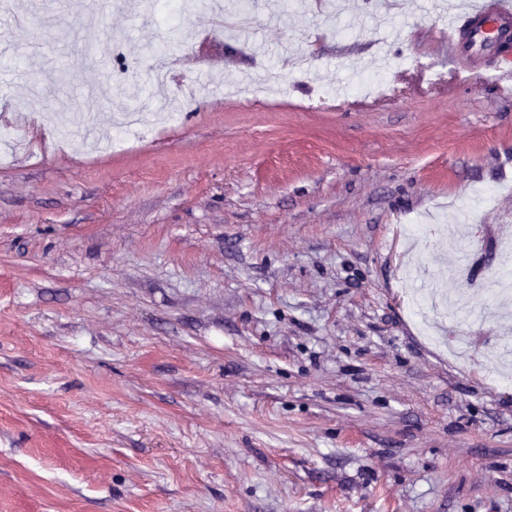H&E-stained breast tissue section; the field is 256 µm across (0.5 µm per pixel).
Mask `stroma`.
<instances>
[{
	"instance_id": "35a3bbf8",
	"label": "stroma",
	"mask_w": 512,
	"mask_h": 512,
	"mask_svg": "<svg viewBox=\"0 0 512 512\" xmlns=\"http://www.w3.org/2000/svg\"><path fill=\"white\" fill-rule=\"evenodd\" d=\"M71 2L0 39V512H512V92L456 75L496 50L433 0H256L245 44L232 0ZM432 219L481 243L443 281L476 321L407 308Z\"/></svg>"
}]
</instances>
